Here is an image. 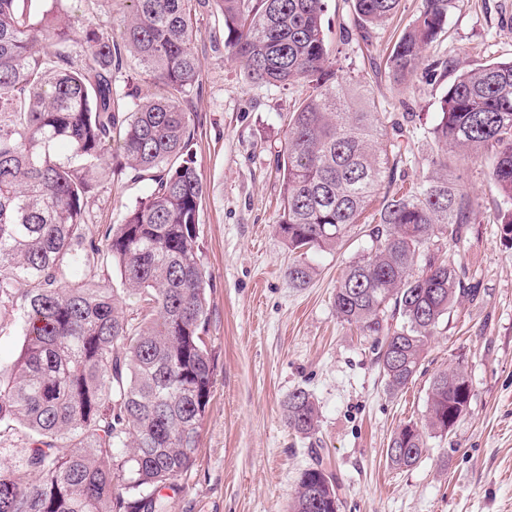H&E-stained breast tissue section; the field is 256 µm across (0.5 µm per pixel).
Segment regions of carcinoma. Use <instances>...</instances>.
<instances>
[{
  "mask_svg": "<svg viewBox=\"0 0 512 512\" xmlns=\"http://www.w3.org/2000/svg\"><path fill=\"white\" fill-rule=\"evenodd\" d=\"M215 2L224 47L248 83L309 88L276 154V229L296 254L288 279L307 285L309 253L336 248L354 224L371 225V248L346 267L333 303L371 338L387 389L401 392L450 310L477 296L451 255L475 214L448 178L457 157L490 153L512 239V61L459 72L432 129L431 172L395 186L408 146L378 139L380 112L364 86L334 80L326 0ZM400 2L353 0L360 36L389 22ZM200 4L130 0L116 39L65 0H0V311H19L23 336L17 358L0 363V512H168L163 491L194 465L214 384L205 190L191 154L196 114L183 106L200 81ZM450 4L422 0L396 39L383 72L398 90L424 64ZM129 56L167 94L118 90L114 73ZM106 162L115 173L151 174L153 187L121 223L93 233L87 203ZM109 262L120 270L118 291L67 280L75 268ZM131 299L140 303L135 323L123 312ZM469 387L460 362L433 376L423 418L390 438L393 467H414L430 439L448 435L469 411ZM283 414L303 437L318 433L307 389L288 394ZM290 512H340L322 462L300 472Z\"/></svg>",
  "mask_w": 512,
  "mask_h": 512,
  "instance_id": "obj_1",
  "label": "carcinoma"
}]
</instances>
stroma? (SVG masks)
Instances as JSON below:
<instances>
[{"label":"stroma","mask_w":512,"mask_h":512,"mask_svg":"<svg viewBox=\"0 0 512 512\" xmlns=\"http://www.w3.org/2000/svg\"><path fill=\"white\" fill-rule=\"evenodd\" d=\"M352 3L327 0L329 57L338 76L373 90L380 139L395 138L401 127L412 131V152L397 170L408 186L428 171L431 129L456 74L512 59V0H452L426 67L404 92L380 68L422 0H402L367 40L357 33ZM197 26L202 77L183 104L197 116L193 159L205 187L200 228L214 386L195 463L168 490V512H288L299 473L318 457L338 479L340 512H512V240L497 221L488 156L448 171L478 204L452 254L480 300L453 308L414 382L390 393L367 341L333 307L337 279L371 246L366 225L351 226L335 250L309 254L315 275L307 286L287 275L294 257L275 229V151L305 86L248 84L224 49L214 0L199 9ZM151 187L148 177L99 169L90 228L120 223ZM459 362L472 388L468 414L448 436L430 440L416 466L394 468L386 456L391 434L422 417L432 376ZM298 387L320 406L313 441L284 422L283 403Z\"/></svg>","instance_id":"stroma-1"}]
</instances>
